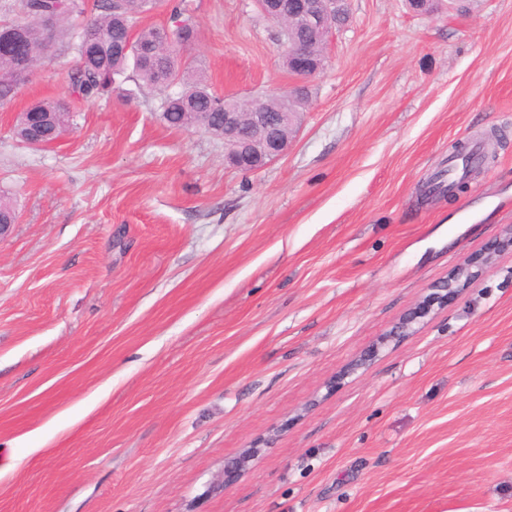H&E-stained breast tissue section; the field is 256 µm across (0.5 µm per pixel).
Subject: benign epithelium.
<instances>
[{"label":"benign epithelium","mask_w":512,"mask_h":512,"mask_svg":"<svg viewBox=\"0 0 512 512\" xmlns=\"http://www.w3.org/2000/svg\"><path fill=\"white\" fill-rule=\"evenodd\" d=\"M259 10L269 19L283 25L280 37L287 45L288 67L302 79L315 76L322 62L314 59L306 43L290 38L284 23L290 15L283 9L280 0H257ZM301 17L307 26L319 35L331 29L328 18L336 10H348V0H303L300 3ZM294 115L283 108L280 112H268L259 102L252 103V111L241 112L232 105H224V149L226 162L237 170L254 172L280 158L288 148L285 128L293 122ZM498 248L490 249L481 263L465 261L458 264L439 287L423 297L395 325L392 335L404 336L412 331L419 319L429 315L434 307L457 295L476 277L485 273L496 261ZM249 456L245 455L224 465V483L236 481L246 470Z\"/></svg>","instance_id":"benign-epithelium-1"}]
</instances>
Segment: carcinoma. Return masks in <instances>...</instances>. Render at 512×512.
Here are the masks:
<instances>
[{
  "mask_svg": "<svg viewBox=\"0 0 512 512\" xmlns=\"http://www.w3.org/2000/svg\"><path fill=\"white\" fill-rule=\"evenodd\" d=\"M99 14L88 19L78 31L66 33L62 22L86 12L85 0H19L16 4L19 20L0 21V103L10 101L24 83L37 57L52 50L72 51L77 56L75 68L69 75L70 86L77 98L95 101L112 90L115 76L133 67L136 77L146 86L178 84L181 89L167 98L161 106V119L171 127L185 128L200 124L207 115L211 133L224 134V112L221 103L238 104L232 98L218 100L207 85L202 69L184 63L181 49L174 46L159 52L153 45L162 30L156 27H136L138 17L149 11V0H123L121 12H112V6L95 4ZM45 15L56 18L53 28L43 29L39 19ZM136 30L140 45L144 47L140 61L129 55L112 51L123 41L128 31ZM291 37L309 40L310 53L322 54V44L312 40L305 22L296 18L290 23ZM53 120L54 125H66V113L53 101H37L18 117L14 136L27 143L26 136L32 122L38 118Z\"/></svg>",
  "mask_w": 512,
  "mask_h": 512,
  "instance_id": "obj_1",
  "label": "carcinoma"
}]
</instances>
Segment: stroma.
Here are the masks:
<instances>
[{"instance_id":"obj_1","label":"stroma","mask_w":512,"mask_h":512,"mask_svg":"<svg viewBox=\"0 0 512 512\" xmlns=\"http://www.w3.org/2000/svg\"><path fill=\"white\" fill-rule=\"evenodd\" d=\"M191 2L217 95L301 83L255 0ZM323 56L253 173L176 86L78 100L69 51L0 106V512H512V250L384 339L512 226V0H352ZM44 99L73 123L26 146ZM42 119L51 118L57 127H65L67 116L61 105L53 101H37L27 107L18 117L13 129L14 136L24 144H27L26 136L32 122L38 117ZM498 247L490 249L482 258L480 264L475 261H464L458 264L448 275L439 288L432 289L433 292L423 297L407 314H405L395 325L390 336H404L412 331L413 325L429 315L435 305L446 303L449 298L457 295L466 285L476 277L481 276L488 268H491L496 261ZM385 339V341H388Z\"/></svg>"}]
</instances>
